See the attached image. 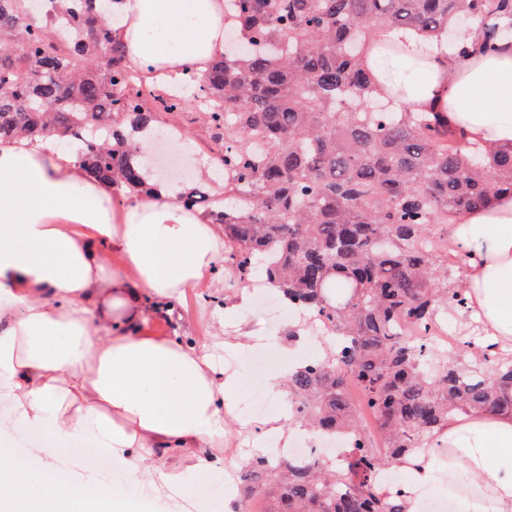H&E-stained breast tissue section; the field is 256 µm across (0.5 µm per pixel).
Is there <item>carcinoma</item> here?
Instances as JSON below:
<instances>
[{
    "label": "carcinoma",
    "instance_id": "carcinoma-1",
    "mask_svg": "<svg viewBox=\"0 0 512 512\" xmlns=\"http://www.w3.org/2000/svg\"><path fill=\"white\" fill-rule=\"evenodd\" d=\"M0 0V140L58 137L87 176L117 195H148L136 134L164 116L199 120L224 169L211 223L224 225L240 277L267 284L342 343L287 378L295 421L352 440L347 465L266 455L246 466L265 512H401L376 477L423 445L448 414L512 413V355L461 369L421 332L471 313L448 287L456 256L443 226L512 195V149L490 150L427 112H396L362 64L381 27L440 37L470 21L463 53L512 38V0H228L235 37L186 99L132 70L96 0ZM264 135V146L254 141ZM205 187L181 181L197 207ZM336 292H331V289ZM376 415L364 432L351 397Z\"/></svg>",
    "mask_w": 512,
    "mask_h": 512
}]
</instances>
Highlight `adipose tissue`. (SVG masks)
Here are the masks:
<instances>
[{
  "label": "adipose tissue",
  "instance_id": "ef3b65f1",
  "mask_svg": "<svg viewBox=\"0 0 512 512\" xmlns=\"http://www.w3.org/2000/svg\"><path fill=\"white\" fill-rule=\"evenodd\" d=\"M116 10L129 66L163 84L224 55V0H120ZM364 64L396 110L434 112L485 148L512 147V44L463 56L417 29H384ZM447 241L487 343L512 347V195L461 215ZM228 281L223 311L233 314L251 292L224 261V227L187 210L175 187L116 198L51 139L0 141V377L14 421L49 433V461L95 438L142 490L81 477L58 485L0 460V512H154L161 490L214 475L233 501L225 452L238 375L186 333L143 328L150 311L207 300ZM425 446L398 463L403 512H420L438 487L463 512H512V414H449Z\"/></svg>",
  "mask_w": 512,
  "mask_h": 512
}]
</instances>
